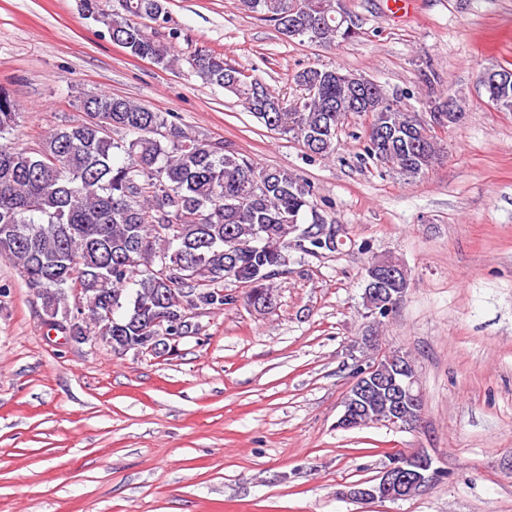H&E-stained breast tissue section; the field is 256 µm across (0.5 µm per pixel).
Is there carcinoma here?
<instances>
[{"label":"carcinoma","mask_w":512,"mask_h":512,"mask_svg":"<svg viewBox=\"0 0 512 512\" xmlns=\"http://www.w3.org/2000/svg\"><path fill=\"white\" fill-rule=\"evenodd\" d=\"M80 0L83 15L103 25L133 57L162 69L177 62L173 46L148 32L144 21L166 22V0ZM240 9L274 23L289 40L339 46L357 30L338 28L336 0H239ZM192 67L205 83L233 93L269 130L295 141L311 136L310 156L336 154V128L354 99L341 68L307 67L294 75L303 93L288 99L202 50ZM87 118L48 132L39 149L0 143V257L21 269L42 310L62 311L69 293L85 288L78 335H89L98 315L117 318L120 352L136 350L157 312L185 311L181 299L197 293L222 310L233 298L224 280L246 287L257 309L274 296L272 280L287 271L289 251L335 253L343 243L320 233L326 224L313 184L286 169L261 166L224 145L182 128L175 115L133 100L88 95ZM372 127L393 128L410 142L393 145L379 169L412 179L439 159L441 139L420 132L413 114L394 101L370 98ZM18 103L0 86V140L17 124ZM312 227L306 237L302 225ZM388 404L377 394L358 428L379 421Z\"/></svg>","instance_id":"obj_1"}]
</instances>
